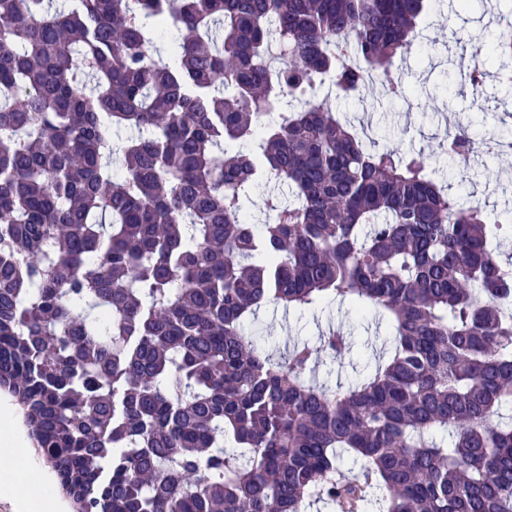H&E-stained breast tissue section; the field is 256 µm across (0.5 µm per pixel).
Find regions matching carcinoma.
<instances>
[{"label": "carcinoma", "instance_id": "cac0c4a2", "mask_svg": "<svg viewBox=\"0 0 512 512\" xmlns=\"http://www.w3.org/2000/svg\"><path fill=\"white\" fill-rule=\"evenodd\" d=\"M432 10L0 0V389L74 512H512V229L330 103L420 96L393 65ZM327 300L389 328L351 385L315 379L339 332L243 333Z\"/></svg>", "mask_w": 512, "mask_h": 512}]
</instances>
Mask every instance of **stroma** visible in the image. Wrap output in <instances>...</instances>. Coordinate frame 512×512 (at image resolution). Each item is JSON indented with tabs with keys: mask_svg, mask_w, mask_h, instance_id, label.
<instances>
[{
	"mask_svg": "<svg viewBox=\"0 0 512 512\" xmlns=\"http://www.w3.org/2000/svg\"><path fill=\"white\" fill-rule=\"evenodd\" d=\"M501 13L499 0H470L465 11L448 5L431 19L415 52L399 63L404 82H425L430 100L410 108L383 97L373 82L363 101L335 100L331 106L340 117L364 127L368 142L423 151L429 165L455 185L462 199L485 202L491 218L506 224L512 223V67L486 65L483 97L474 105L460 92L458 71L447 64L450 53L472 40L497 43ZM451 106L469 123L476 142V152L466 164L449 160L438 150L437 135ZM330 325L349 337L351 352L344 361L321 364L316 376L345 385L373 367L378 331L372 312H358L334 300L289 313L271 305L245 332L259 346L279 354L296 342L317 344L322 329Z\"/></svg>",
	"mask_w": 512,
	"mask_h": 512,
	"instance_id": "35a3bbf8",
	"label": "stroma"
}]
</instances>
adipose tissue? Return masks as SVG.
Listing matches in <instances>:
<instances>
[{
    "label": "adipose tissue",
    "mask_w": 512,
    "mask_h": 512,
    "mask_svg": "<svg viewBox=\"0 0 512 512\" xmlns=\"http://www.w3.org/2000/svg\"><path fill=\"white\" fill-rule=\"evenodd\" d=\"M17 407L0 399V494L13 498L21 512H66L52 474L27 450Z\"/></svg>",
    "instance_id": "adipose-tissue-1"
}]
</instances>
